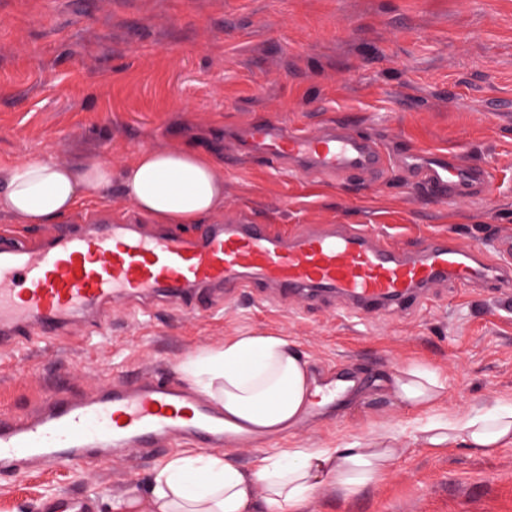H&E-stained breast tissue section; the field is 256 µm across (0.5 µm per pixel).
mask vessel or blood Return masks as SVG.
<instances>
[{
    "mask_svg": "<svg viewBox=\"0 0 512 512\" xmlns=\"http://www.w3.org/2000/svg\"><path fill=\"white\" fill-rule=\"evenodd\" d=\"M243 143L275 164L318 176L377 174L388 154L350 124L318 129L254 121ZM400 163L429 191L451 197L483 186L482 168L447 153H407ZM498 265L480 248L428 240L417 249L374 242L363 227L332 224L300 233H280L241 219L188 233L147 232L136 223L62 227L39 244L0 240V348L55 339L79 319L100 323L113 303L147 305L164 299L195 307L210 292L273 288L284 298L333 296L357 312L397 315L417 308L430 285L445 278L461 286L481 283L512 299V237L497 239ZM191 441L202 449L257 438L231 436L224 415L204 396L153 373L80 399L57 392L32 416L0 414V479L12 481L37 466L76 461L93 466L112 454L146 452Z\"/></svg>",
    "mask_w": 512,
    "mask_h": 512,
    "instance_id": "b4317fda",
    "label": "vessel or blood"
}]
</instances>
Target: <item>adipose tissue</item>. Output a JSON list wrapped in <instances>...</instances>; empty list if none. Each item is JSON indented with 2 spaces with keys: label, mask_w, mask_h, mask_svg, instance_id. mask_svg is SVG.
<instances>
[{
  "label": "adipose tissue",
  "mask_w": 512,
  "mask_h": 512,
  "mask_svg": "<svg viewBox=\"0 0 512 512\" xmlns=\"http://www.w3.org/2000/svg\"><path fill=\"white\" fill-rule=\"evenodd\" d=\"M113 177L109 162L94 158L74 165L33 159L0 175V213L23 224H51L73 212L91 193H103ZM133 205L156 224H197L224 205V167L212 153L143 149L121 171ZM182 371L216 402L236 432L269 436L287 432L308 413L315 376L285 337L236 336L222 347L189 357ZM409 408L429 412L446 385L428 365L412 361L389 380ZM434 445L462 443L490 451L512 443V406L428 422ZM393 432L380 445L291 448L259 459L252 470L226 455L177 454L152 476L146 496L121 500L118 512H301L310 495L329 484L347 493L377 481L392 465ZM265 497L255 501L254 486Z\"/></svg>",
  "instance_id": "adipose-tissue-1"
}]
</instances>
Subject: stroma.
Returning a JSON list of instances; mask_svg holds the SVG:
<instances>
[{
    "mask_svg": "<svg viewBox=\"0 0 512 512\" xmlns=\"http://www.w3.org/2000/svg\"><path fill=\"white\" fill-rule=\"evenodd\" d=\"M264 119L346 121L391 155L414 147L483 165L490 186L444 200L393 165L337 179L275 169L238 138ZM193 140L224 163V207L210 223L362 224L407 249L437 237L488 246L512 234V0H0V171L103 158L117 174L140 149ZM89 212L111 224L136 210L116 178L63 221ZM244 334L286 337L318 376L357 379L356 398L271 447L369 448L382 424L396 435L382 478L350 494L321 486L301 512H512V444L487 454L432 445L427 416L386 384L418 360L446 382L437 416L512 403V309L489 288L438 282L402 315L249 292L196 312L119 303L101 329L72 324L55 343L0 351V413L31 412L61 379L79 396L152 369L179 381L182 361ZM173 454L128 451L0 480V512H42L61 497L114 512Z\"/></svg>",
    "mask_w": 512,
    "mask_h": 512,
    "instance_id": "1",
    "label": "stroma"
}]
</instances>
